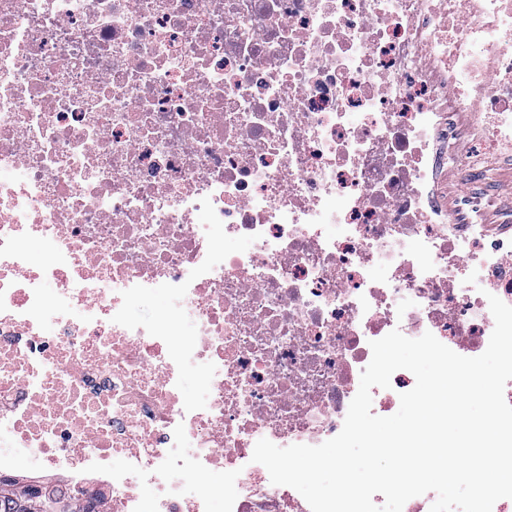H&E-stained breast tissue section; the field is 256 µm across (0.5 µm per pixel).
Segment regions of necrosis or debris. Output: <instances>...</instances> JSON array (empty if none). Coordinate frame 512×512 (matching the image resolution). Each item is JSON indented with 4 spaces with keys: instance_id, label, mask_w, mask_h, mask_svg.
Returning <instances> with one entry per match:
<instances>
[{
    "instance_id": "1",
    "label": "necrosis or debris",
    "mask_w": 512,
    "mask_h": 512,
    "mask_svg": "<svg viewBox=\"0 0 512 512\" xmlns=\"http://www.w3.org/2000/svg\"><path fill=\"white\" fill-rule=\"evenodd\" d=\"M477 157L512 159V0H0V477L311 512L256 442L335 437L371 341L475 357L512 305V227L448 211ZM169 299L162 289H158L155 293L137 300L130 312L136 318H149L155 314L164 312L168 307Z\"/></svg>"
}]
</instances>
